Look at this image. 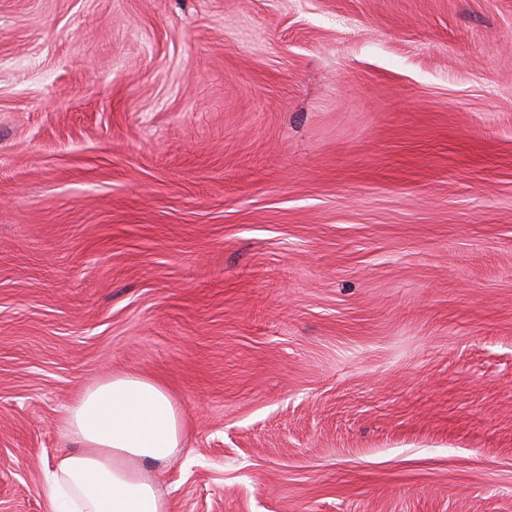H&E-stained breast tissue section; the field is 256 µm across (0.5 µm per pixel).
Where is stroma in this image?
<instances>
[{"label": "stroma", "instance_id": "stroma-1", "mask_svg": "<svg viewBox=\"0 0 512 512\" xmlns=\"http://www.w3.org/2000/svg\"><path fill=\"white\" fill-rule=\"evenodd\" d=\"M124 373L170 512H512V0H0V512Z\"/></svg>", "mask_w": 512, "mask_h": 512}]
</instances>
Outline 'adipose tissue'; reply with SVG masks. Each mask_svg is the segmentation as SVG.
<instances>
[{
    "label": "adipose tissue",
    "instance_id": "obj_1",
    "mask_svg": "<svg viewBox=\"0 0 512 512\" xmlns=\"http://www.w3.org/2000/svg\"><path fill=\"white\" fill-rule=\"evenodd\" d=\"M63 431L75 449L42 486L46 512H169L147 465L181 448L185 429L159 381L117 375L83 387Z\"/></svg>",
    "mask_w": 512,
    "mask_h": 512
}]
</instances>
